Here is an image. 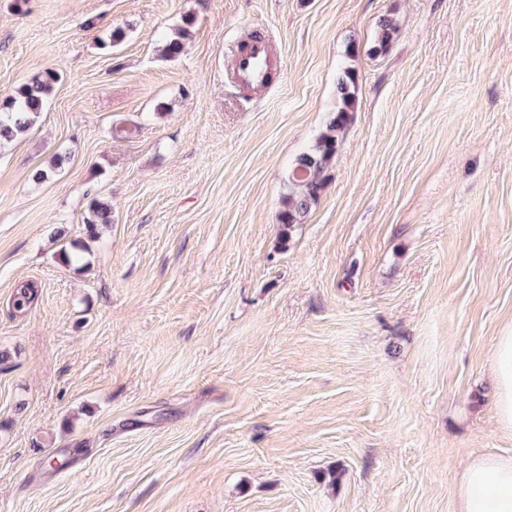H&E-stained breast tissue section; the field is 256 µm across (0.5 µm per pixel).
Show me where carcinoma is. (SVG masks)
Instances as JSON below:
<instances>
[{"label": "carcinoma", "instance_id": "carcinoma-1", "mask_svg": "<svg viewBox=\"0 0 512 512\" xmlns=\"http://www.w3.org/2000/svg\"><path fill=\"white\" fill-rule=\"evenodd\" d=\"M395 28L390 20L385 19L371 48L375 54L387 51L393 39ZM189 26H181L174 31L162 48V56L172 60L178 57L190 39ZM57 81V75L45 71L31 81L21 85L14 95L0 100V144L9 143L26 133L36 123L44 110L46 99ZM357 82L355 72L344 71L337 83V103L334 115L327 122L315 145L303 153L288 174L289 194L283 210L279 214V223L284 230L291 231L310 208L315 205L330 178V170L341 145V134L352 119L356 106ZM112 207L101 196L93 197L89 202L88 216L85 218L86 230L91 238L97 237L101 224L111 222ZM38 297V288L34 283L19 285L13 295V307L25 311Z\"/></svg>", "mask_w": 512, "mask_h": 512}]
</instances>
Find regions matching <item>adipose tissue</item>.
I'll return each mask as SVG.
<instances>
[{"mask_svg":"<svg viewBox=\"0 0 512 512\" xmlns=\"http://www.w3.org/2000/svg\"><path fill=\"white\" fill-rule=\"evenodd\" d=\"M500 422L512 428V325L500 330L493 355ZM458 496L460 512H512V455L485 454L467 464Z\"/></svg>","mask_w":512,"mask_h":512,"instance_id":"ef3b65f1","label":"adipose tissue"}]
</instances>
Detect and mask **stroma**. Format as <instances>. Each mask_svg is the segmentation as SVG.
I'll return each instance as SVG.
<instances>
[{
    "mask_svg": "<svg viewBox=\"0 0 512 512\" xmlns=\"http://www.w3.org/2000/svg\"><path fill=\"white\" fill-rule=\"evenodd\" d=\"M256 31L282 64L245 93ZM348 68L331 179L282 239ZM48 69L0 147V512H459L470 459L512 455V0H0V99ZM186 26H181L174 31V35L169 38L162 48V56L166 59L172 60L178 57L191 37L190 27L188 23ZM56 81L53 71H44L21 85L14 95L0 100V146L28 132L36 123ZM88 212L84 224H86L88 236L95 238L98 234V226L111 222L112 207L106 198L95 196L89 202ZM493 378L499 420L505 427L512 428V325L502 328L497 336Z\"/></svg>",
    "mask_w": 512,
    "mask_h": 512,
    "instance_id": "obj_1",
    "label": "stroma"
}]
</instances>
